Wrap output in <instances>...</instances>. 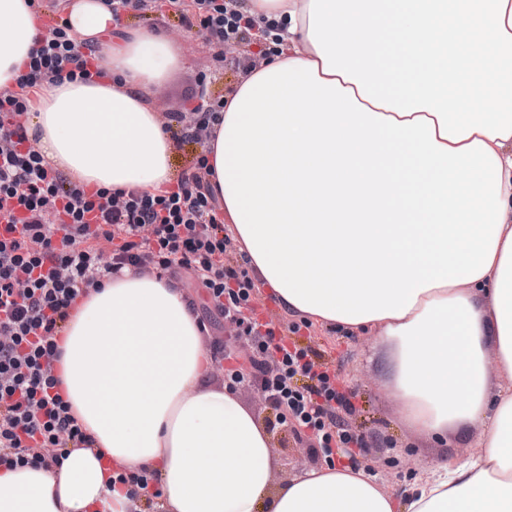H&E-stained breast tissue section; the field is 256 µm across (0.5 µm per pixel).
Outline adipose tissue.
Masks as SVG:
<instances>
[{
    "label": "adipose tissue",
    "mask_w": 512,
    "mask_h": 512,
    "mask_svg": "<svg viewBox=\"0 0 512 512\" xmlns=\"http://www.w3.org/2000/svg\"><path fill=\"white\" fill-rule=\"evenodd\" d=\"M31 2L0 0V87L39 34ZM243 15L267 57L204 153L248 264L285 311L373 332L407 425L479 426L480 452L426 468L404 499L344 464L273 486L269 434L212 381L187 292L128 267L78 300L60 342L91 446L53 470L1 468L0 512H139L118 469L154 472L163 512H512V0H245ZM67 19L105 77L43 88L30 137L87 187L162 189L174 143L149 99L180 47L105 41L101 0ZM445 27L468 64L454 102Z\"/></svg>",
    "instance_id": "obj_1"
}]
</instances>
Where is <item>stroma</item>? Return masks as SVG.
<instances>
[{"instance_id": "1", "label": "stroma", "mask_w": 512, "mask_h": 512, "mask_svg": "<svg viewBox=\"0 0 512 512\" xmlns=\"http://www.w3.org/2000/svg\"><path fill=\"white\" fill-rule=\"evenodd\" d=\"M165 30L187 59L152 96L150 104L161 123L185 113L202 74L213 71L214 51L204 34L185 31L177 20ZM298 339L325 353L345 388L355 394L356 412L349 423L369 439L358 460L376 474L385 489L398 497L409 494L421 469L438 461L462 460L478 453V431L473 427L450 432L445 441L413 433L402 420L398 403L385 387L384 355L372 335L358 336L318 323L302 328ZM276 477L285 479L322 467L326 459L317 442L297 440L292 429L273 433Z\"/></svg>"}]
</instances>
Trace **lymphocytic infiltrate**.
Listing matches in <instances>:
<instances>
[{"instance_id":"lymphocytic-infiltrate-1","label":"lymphocytic infiltrate","mask_w":512,"mask_h":512,"mask_svg":"<svg viewBox=\"0 0 512 512\" xmlns=\"http://www.w3.org/2000/svg\"><path fill=\"white\" fill-rule=\"evenodd\" d=\"M112 26L127 17L175 12L181 26L206 35L216 63L224 47L255 36L239 10L240 0H105ZM51 20L12 85L0 88V468L52 469L89 435L77 424L59 391L57 339L77 297L102 287L126 267L155 269L204 289L207 313L235 323L252 351L260 386L276 410V422L295 435L315 436L325 457L342 448H363V434L344 415L356 410L353 394L339 385L324 355L293 340L299 325L283 332L260 320L256 285L228 255L230 238L204 154H197L174 186L161 194L87 190L43 158L20 123L32 89L89 81L94 45L79 41L57 0ZM200 102L171 137L177 145L206 144L224 110L223 98L200 90ZM111 243L109 256L98 244ZM275 359L272 368L266 359Z\"/></svg>"}]
</instances>
